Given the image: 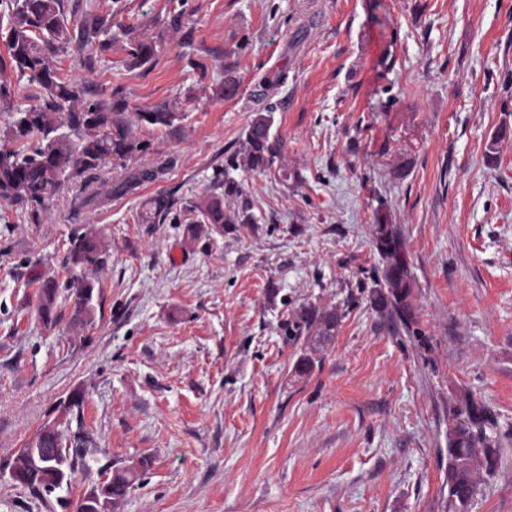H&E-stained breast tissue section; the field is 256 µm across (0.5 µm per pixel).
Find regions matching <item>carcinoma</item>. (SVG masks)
Returning <instances> with one entry per match:
<instances>
[{
  "label": "carcinoma",
  "instance_id": "obj_1",
  "mask_svg": "<svg viewBox=\"0 0 512 512\" xmlns=\"http://www.w3.org/2000/svg\"><path fill=\"white\" fill-rule=\"evenodd\" d=\"M8 56L0 58V118L4 121L0 147V203L25 210L39 222L47 205L62 186L71 182L76 188L74 205L81 209L114 195H122L134 185L153 180L164 171L162 164L142 169L118 181L102 180L100 169L108 162L123 167L127 160L149 153L150 143L133 133V125L170 127L181 118L177 106L168 104L130 116L129 103L122 92L112 91L109 98L93 95L86 87L62 75L49 55L69 47L83 55L94 49L105 50L112 40L95 41L110 29V19L92 15L80 25H70L63 0H8L6 3ZM154 39L132 37L121 45L126 63L136 68L150 62L157 53ZM282 142L272 133L269 115H258L246 132L242 152L227 159L224 192L204 195L184 202L174 221L187 225L210 224L224 232L226 224L253 221L248 208L231 213L224 210V196L241 193L229 171L240 167L260 173H273L283 179L299 180L281 169ZM175 200L166 194L150 198L138 213L141 224H160L172 215ZM374 242L382 262L383 278L375 279L370 303L375 310L413 330L417 316L410 301L413 288L411 259L400 231L392 224H377ZM109 258L107 245L96 235L84 233L71 243L68 264L74 271L97 270ZM59 285L46 281L40 290L39 313L45 326L55 323L52 314ZM74 289L75 309L72 323L85 329L95 322V297L100 295L96 282L87 276L73 275L64 284ZM342 313L302 304L283 324L285 335L302 341L303 352L292 367L296 379H309L316 367V354L335 340ZM78 400L66 405V421L60 426L41 428L27 443L35 452H17L12 470L24 480L36 496L49 495L62 487L60 465L70 470L87 465L84 449L93 444L83 429L84 394L76 390ZM77 428H72V423ZM502 437L496 415L473 393L465 390L448 409V487L449 512H469L483 476L495 473L501 459ZM138 479L133 466L112 471L108 495L114 505L122 500Z\"/></svg>",
  "mask_w": 512,
  "mask_h": 512
}]
</instances>
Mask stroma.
<instances>
[{"label": "stroma", "mask_w": 512, "mask_h": 512, "mask_svg": "<svg viewBox=\"0 0 512 512\" xmlns=\"http://www.w3.org/2000/svg\"><path fill=\"white\" fill-rule=\"evenodd\" d=\"M68 21L112 18L113 36L157 38L127 68L120 48L53 63L131 108L181 100L151 150L103 179L171 160L157 179L73 211L65 186L41 222L0 206V512H73L113 469L146 461L115 512H448V407L468 390L512 430V0H64ZM183 9L179 28L167 24ZM234 97L213 90L225 75ZM275 78L269 92L265 79ZM270 114L299 181L225 173L252 120ZM494 162H487V150ZM404 175H397L398 165ZM250 224H142L141 203L216 192L225 176ZM397 227L419 330L370 304L382 273L372 229ZM109 245L101 293L75 331L59 290L73 235ZM312 302L343 315L309 379L281 324ZM92 470L37 498L8 464L74 390ZM470 512H512V445ZM59 285L54 280H47L40 290L39 313L45 326H52L55 318L52 314L57 300Z\"/></svg>", "instance_id": "obj_1"}]
</instances>
